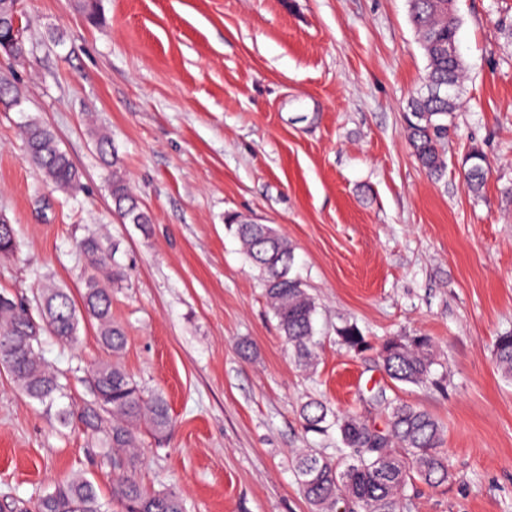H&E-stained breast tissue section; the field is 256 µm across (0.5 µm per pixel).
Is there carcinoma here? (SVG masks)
<instances>
[{
    "instance_id": "cac0c4a2",
    "label": "carcinoma",
    "mask_w": 512,
    "mask_h": 512,
    "mask_svg": "<svg viewBox=\"0 0 512 512\" xmlns=\"http://www.w3.org/2000/svg\"><path fill=\"white\" fill-rule=\"evenodd\" d=\"M16 0H0V51L13 55L24 53V45L9 38L11 11ZM410 20L427 58L428 80L449 83L459 88L464 75L462 58L448 56V41L456 40L460 26L457 10H448L447 0H415L410 6ZM0 104L6 109L23 104L21 91L12 78L0 74ZM459 95L451 99L430 97L420 91L413 95L406 113L408 138L424 169L433 176L442 175L447 163L440 145L448 138L460 109ZM28 161L45 182L65 194L74 190L80 175L67 153L61 149L55 131L38 120L24 127ZM99 152L115 151L109 135L93 132ZM469 167L464 171L467 189L478 193L489 173L486 156L474 149L469 152ZM111 196L119 217L131 224L147 226L151 217L131 193L123 175L112 170ZM251 264L259 270L267 301L278 319L286 344L298 363L314 362V300L301 281L291 274L294 248L288 238L275 234L266 224L232 222ZM18 247L15 229L0 228V255L12 254ZM80 254L94 271L84 281L80 300L67 288L51 280L41 284L34 305L12 298L0 299V359L9 358L4 370L24 395L48 408L65 397L62 375L46 366L38 347L41 336L50 335L73 344L80 335V325L93 320L103 347L119 355L126 346L124 329L112 320V291L101 284L104 277L117 282L121 268L100 241L87 237L79 244ZM343 342L358 348L364 340L359 329L346 325L339 330ZM493 354L501 376L512 381V333L496 337ZM385 369L397 382L420 386L429 381L436 364L435 345L427 336L409 341L393 337L380 349ZM86 383L92 399L78 415L84 430L99 438L103 453L113 449L131 451L121 461L122 474L112 482V501L122 512H185L183 499L172 489H148L136 477L141 428L156 437L166 436L173 427L169 408L160 395L148 396L116 360L96 364ZM387 431L370 443V425L352 415H338L318 400L305 403L302 425L308 432H320L334 424L343 448L340 457L331 459L308 450L297 459L296 471L305 499L313 512H338L339 504H349V512H400L406 487L418 480L440 486L450 479L448 456L442 451L443 429L428 412L400 399L387 406ZM37 512H110L101 501L94 484L76 477L44 493Z\"/></svg>"
}]
</instances>
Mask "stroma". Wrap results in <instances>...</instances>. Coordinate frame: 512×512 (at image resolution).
I'll use <instances>...</instances> for the list:
<instances>
[{
    "label": "stroma",
    "mask_w": 512,
    "mask_h": 512,
    "mask_svg": "<svg viewBox=\"0 0 512 512\" xmlns=\"http://www.w3.org/2000/svg\"><path fill=\"white\" fill-rule=\"evenodd\" d=\"M18 0L28 50L0 56L23 111H0V218L19 248L0 256V290L32 299L51 276L79 295L77 248L96 236L125 277L112 318L120 363L174 421L140 435L137 477L178 490L186 512H311L301 450L336 456V428L304 432L310 399L386 425V400L433 415L449 485L407 489L401 512H512V381L494 363L512 332V0H457L467 77L456 127L430 178L408 142L407 102L427 61L408 0ZM50 125L81 174L71 195L45 183L21 128ZM110 135L104 164L91 127ZM491 171L467 190L472 149ZM120 171L152 222L129 224L109 195ZM267 224L295 249L293 272L317 305L315 363L300 368L246 261L230 214ZM354 325L353 349L339 328ZM432 337L431 383L393 381L389 337ZM248 343L250 356L239 352ZM68 379L64 404L108 357L93 326L77 343L43 336ZM115 468L79 425H61L0 374V505L35 512L76 476L109 495Z\"/></svg>",
    "instance_id": "1"
}]
</instances>
